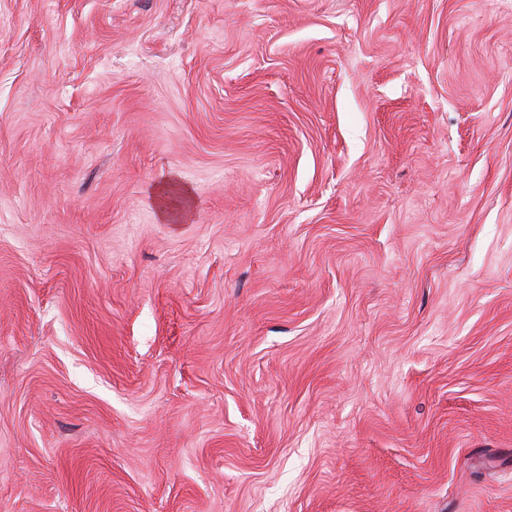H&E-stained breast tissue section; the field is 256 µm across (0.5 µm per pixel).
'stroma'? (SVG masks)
<instances>
[{
	"label": "stroma",
	"instance_id": "stroma-1",
	"mask_svg": "<svg viewBox=\"0 0 512 512\" xmlns=\"http://www.w3.org/2000/svg\"><path fill=\"white\" fill-rule=\"evenodd\" d=\"M0 512H512V0H0ZM173 194H175L182 202L179 206H177L180 207V209L183 207L184 210L187 209L188 193L184 189L175 186V184L163 185L157 190L156 195L161 215L165 218H169V211H171L173 208V206L169 203V197L173 196Z\"/></svg>",
	"mask_w": 512,
	"mask_h": 512
}]
</instances>
